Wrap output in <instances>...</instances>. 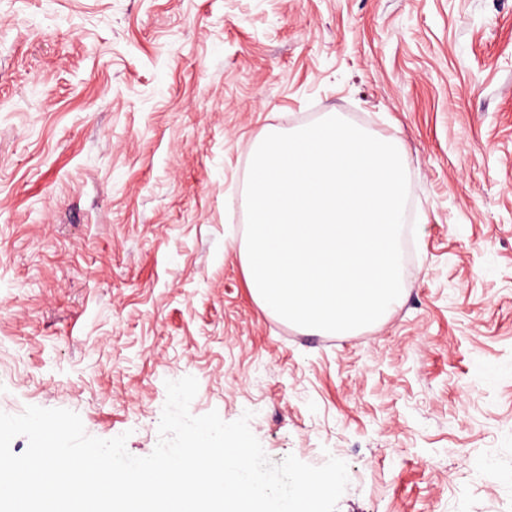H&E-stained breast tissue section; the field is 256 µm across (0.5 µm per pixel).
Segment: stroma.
<instances>
[{
  "label": "stroma",
  "instance_id": "35a3bbf8",
  "mask_svg": "<svg viewBox=\"0 0 512 512\" xmlns=\"http://www.w3.org/2000/svg\"><path fill=\"white\" fill-rule=\"evenodd\" d=\"M336 115L409 183L399 303L263 311L241 205L268 132ZM337 512H512V0H0V411L158 442L165 383Z\"/></svg>",
  "mask_w": 512,
  "mask_h": 512
}]
</instances>
